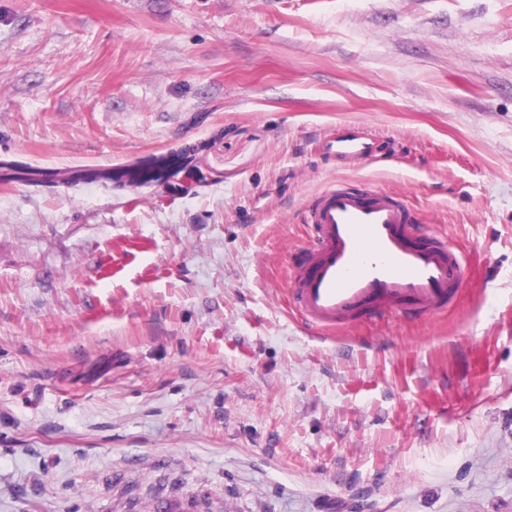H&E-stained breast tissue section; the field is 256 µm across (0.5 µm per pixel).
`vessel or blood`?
Returning <instances> with one entry per match:
<instances>
[{"instance_id": "1", "label": "vessel or blood", "mask_w": 512, "mask_h": 512, "mask_svg": "<svg viewBox=\"0 0 512 512\" xmlns=\"http://www.w3.org/2000/svg\"><path fill=\"white\" fill-rule=\"evenodd\" d=\"M327 149L337 164L372 157V138L347 131ZM315 235L308 268L292 290L305 321L329 328L364 312L412 307L433 311L453 300L464 262L446 237L417 242L406 200L380 190L333 185L307 210Z\"/></svg>"}]
</instances>
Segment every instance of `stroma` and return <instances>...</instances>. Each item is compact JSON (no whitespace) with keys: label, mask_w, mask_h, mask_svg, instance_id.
Masks as SVG:
<instances>
[{"label":"stroma","mask_w":512,"mask_h":512,"mask_svg":"<svg viewBox=\"0 0 512 512\" xmlns=\"http://www.w3.org/2000/svg\"><path fill=\"white\" fill-rule=\"evenodd\" d=\"M337 183L446 307L301 322ZM0 512H512V0H0ZM327 149L337 164L346 165L353 160H365L375 151L374 140L360 132L347 131L332 139Z\"/></svg>","instance_id":"obj_1"}]
</instances>
